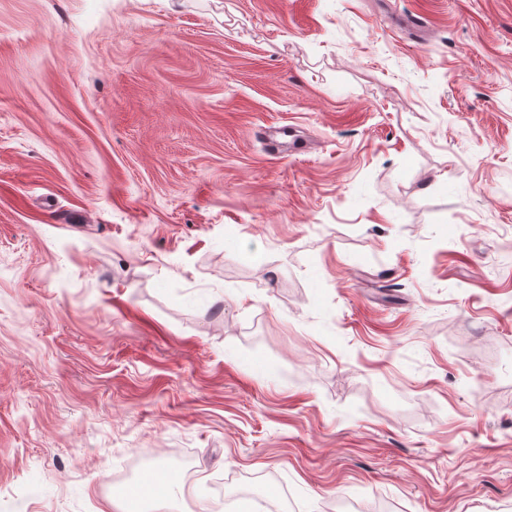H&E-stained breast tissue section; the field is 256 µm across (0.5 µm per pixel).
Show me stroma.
<instances>
[{
	"label": "stroma",
	"mask_w": 512,
	"mask_h": 512,
	"mask_svg": "<svg viewBox=\"0 0 512 512\" xmlns=\"http://www.w3.org/2000/svg\"><path fill=\"white\" fill-rule=\"evenodd\" d=\"M160 469L512 512V0H0V512Z\"/></svg>",
	"instance_id": "35a3bbf8"
}]
</instances>
